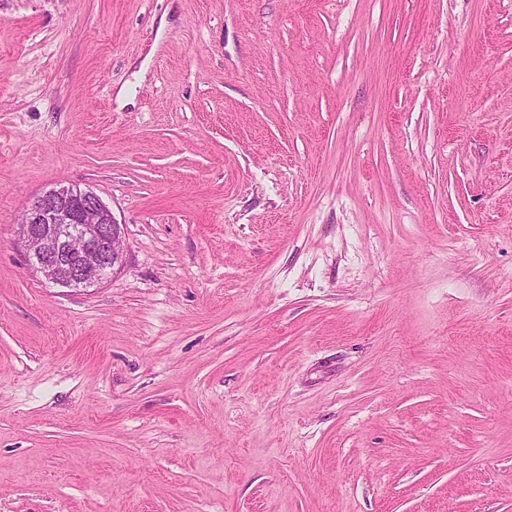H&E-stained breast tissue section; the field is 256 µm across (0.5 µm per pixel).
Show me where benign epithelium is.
Returning a JSON list of instances; mask_svg holds the SVG:
<instances>
[{"instance_id": "benign-epithelium-1", "label": "benign epithelium", "mask_w": 512, "mask_h": 512, "mask_svg": "<svg viewBox=\"0 0 512 512\" xmlns=\"http://www.w3.org/2000/svg\"><path fill=\"white\" fill-rule=\"evenodd\" d=\"M18 237L27 265L64 288L101 284L125 261V229L93 191L60 184L22 212Z\"/></svg>"}]
</instances>
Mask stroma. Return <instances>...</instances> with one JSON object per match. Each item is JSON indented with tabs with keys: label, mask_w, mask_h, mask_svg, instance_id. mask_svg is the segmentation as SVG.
<instances>
[{
	"label": "stroma",
	"mask_w": 512,
	"mask_h": 512,
	"mask_svg": "<svg viewBox=\"0 0 512 512\" xmlns=\"http://www.w3.org/2000/svg\"><path fill=\"white\" fill-rule=\"evenodd\" d=\"M0 512H512V0H0ZM18 237L27 265L64 288L101 284L125 261V229L92 190L59 184L22 212Z\"/></svg>",
	"instance_id": "1"
}]
</instances>
